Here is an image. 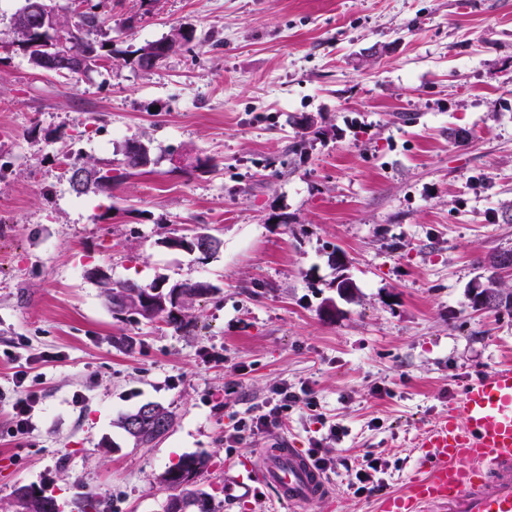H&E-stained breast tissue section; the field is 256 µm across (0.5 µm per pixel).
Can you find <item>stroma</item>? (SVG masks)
Wrapping results in <instances>:
<instances>
[{"instance_id":"35a3bbf8","label":"stroma","mask_w":512,"mask_h":512,"mask_svg":"<svg viewBox=\"0 0 512 512\" xmlns=\"http://www.w3.org/2000/svg\"><path fill=\"white\" fill-rule=\"evenodd\" d=\"M93 2L112 56L67 75L32 69L12 33L23 0L0 5V458L14 464L0 505L32 485L61 512L87 492L93 512H161L163 473L202 454L217 512H289L235 480L285 437L331 464L332 495L304 512H374L380 493L355 494L351 467L372 455L382 493L399 491L413 440L512 363V309L468 299L481 260L512 248V0ZM179 27L192 41L140 71L133 50ZM302 115L318 133L295 155ZM130 139L150 166L71 189L63 150L116 168ZM178 153L211 165L175 167ZM205 226L209 256L167 247ZM94 267L217 292L187 330L119 320ZM20 371L39 403L16 436ZM284 383L314 406L227 447ZM147 402L175 419L138 447L118 419Z\"/></svg>"}]
</instances>
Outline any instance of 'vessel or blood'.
Listing matches in <instances>:
<instances>
[{
  "label": "vessel or blood",
  "instance_id": "vessel-or-blood-1",
  "mask_svg": "<svg viewBox=\"0 0 512 512\" xmlns=\"http://www.w3.org/2000/svg\"><path fill=\"white\" fill-rule=\"evenodd\" d=\"M415 468L403 489L383 496L377 512H512V365L466 383L416 440ZM240 479L273 489L292 512L329 495L328 484L301 449H264Z\"/></svg>",
  "mask_w": 512,
  "mask_h": 512
}]
</instances>
